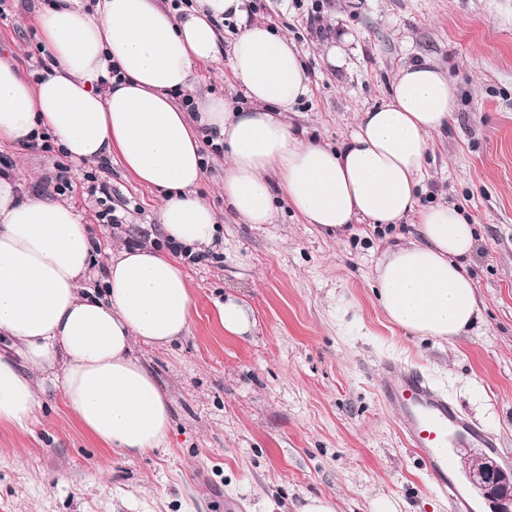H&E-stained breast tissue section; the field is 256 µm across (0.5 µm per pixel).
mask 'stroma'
<instances>
[{"label": "stroma", "mask_w": 512, "mask_h": 512, "mask_svg": "<svg viewBox=\"0 0 512 512\" xmlns=\"http://www.w3.org/2000/svg\"><path fill=\"white\" fill-rule=\"evenodd\" d=\"M50 0H14L0 19V54L35 73L44 41L36 24ZM251 16L288 33L311 80L289 124L338 146L358 113L387 101L407 64L447 70L458 106L433 136L421 202H448L476 228L467 260L482 319L448 343L391 325L371 289L387 248L417 240L410 220L319 230L278 199L273 223L248 224L224 200V159L209 157L200 191L218 213L219 243L184 263L193 297L188 331L175 342H140L173 408L169 445L120 457L79 424L61 390L44 384L31 430L0 424V512H297L310 495L336 512H371L399 500L403 512H450L418 456L404 445L395 410L378 391L380 365L415 366L447 391L492 448H465L512 469V0H251ZM353 38L346 65L324 47ZM195 101L238 96L227 60L200 62ZM59 152L0 145V160L42 193ZM108 181L117 228L99 224L84 189L94 162H69L65 201L102 245L165 248L160 194L119 156ZM243 304L248 333L225 332L218 305Z\"/></svg>", "instance_id": "35a3bbf8"}]
</instances>
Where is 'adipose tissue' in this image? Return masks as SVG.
Instances as JSON below:
<instances>
[{"mask_svg":"<svg viewBox=\"0 0 512 512\" xmlns=\"http://www.w3.org/2000/svg\"><path fill=\"white\" fill-rule=\"evenodd\" d=\"M38 24L52 60L38 80L0 59V144L52 134L77 162L115 153L141 184L161 192L165 237L195 252L215 242L218 217L199 196L201 139L224 142V197L249 224L273 221L272 182L307 223L341 233L358 220L414 218L418 240L379 262L376 296L388 320L448 342L481 317L464 260L475 229L454 206H422L431 137L457 107L454 83L435 63L403 67L383 104L360 113L349 140L330 148L298 137L282 115L310 92L287 36L250 18L246 0H200L179 14L153 0H52ZM240 33L225 46L218 25ZM227 56L249 104L213 96L189 115L173 93L192 89L195 65ZM118 65L121 80L109 77ZM94 255L86 225L64 202L28 195L0 174V422L24 429L42 388L60 382L82 427L127 456L168 443L171 404L134 357V341L183 335L193 299L179 261L149 245H120L102 289L82 281Z\"/></svg>","mask_w":512,"mask_h":512,"instance_id":"ef3b65f1","label":"adipose tissue"}]
</instances>
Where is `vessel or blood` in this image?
Here are the masks:
<instances>
[{
  "instance_id": "1",
  "label": "vessel or blood",
  "mask_w": 512,
  "mask_h": 512,
  "mask_svg": "<svg viewBox=\"0 0 512 512\" xmlns=\"http://www.w3.org/2000/svg\"><path fill=\"white\" fill-rule=\"evenodd\" d=\"M381 372L380 397L399 415L404 444L420 456L434 487L447 496L453 512H466L468 504L451 477L455 468L452 451L477 443L489 447L492 438L418 369L388 362Z\"/></svg>"
}]
</instances>
